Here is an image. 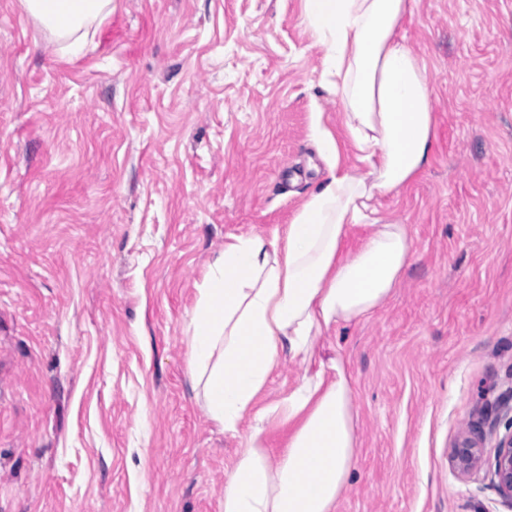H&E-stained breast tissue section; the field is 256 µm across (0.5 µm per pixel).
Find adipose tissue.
Wrapping results in <instances>:
<instances>
[{"label": "adipose tissue", "instance_id": "ef3b65f1", "mask_svg": "<svg viewBox=\"0 0 512 512\" xmlns=\"http://www.w3.org/2000/svg\"><path fill=\"white\" fill-rule=\"evenodd\" d=\"M111 0H22L28 16L78 51V33ZM409 0H304V18L325 48L328 87L368 177L331 173L304 202L282 244L234 237L210 264L189 325L187 369L209 420L251 424L224 480V512H337L355 469L353 388L340 356L317 341L332 327L369 318L390 297L412 254L405 225L377 224L356 247L381 195L408 186L429 161L436 119L425 65L400 33ZM305 364L299 384L264 408L255 401L281 352ZM290 432L271 460L266 425Z\"/></svg>", "mask_w": 512, "mask_h": 512}]
</instances>
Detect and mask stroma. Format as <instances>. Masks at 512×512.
<instances>
[{"mask_svg":"<svg viewBox=\"0 0 512 512\" xmlns=\"http://www.w3.org/2000/svg\"><path fill=\"white\" fill-rule=\"evenodd\" d=\"M401 32L436 141L379 200L413 241L393 294L318 340L358 413L337 512H512L449 461L512 393V0H412ZM324 58L303 0H112L77 54L0 0V512H224L249 423L208 420L188 325L225 241L367 173Z\"/></svg>","mask_w":512,"mask_h":512,"instance_id":"35a3bbf8","label":"stroma"}]
</instances>
